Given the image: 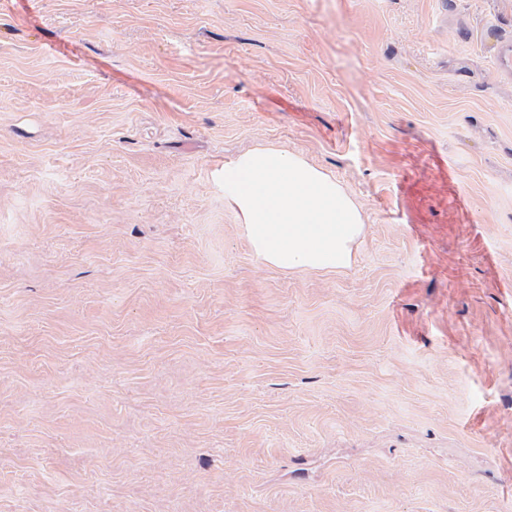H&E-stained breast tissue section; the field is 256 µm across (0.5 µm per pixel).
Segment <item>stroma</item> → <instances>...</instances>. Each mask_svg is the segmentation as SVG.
<instances>
[{"instance_id":"35a3bbf8","label":"stroma","mask_w":512,"mask_h":512,"mask_svg":"<svg viewBox=\"0 0 512 512\" xmlns=\"http://www.w3.org/2000/svg\"><path fill=\"white\" fill-rule=\"evenodd\" d=\"M512 0H0V512H512ZM361 204L259 263L226 159ZM224 205L253 255L284 273L348 269L364 233L361 206L298 154L261 146L224 162Z\"/></svg>"}]
</instances>
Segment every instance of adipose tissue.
Returning <instances> with one entry per match:
<instances>
[{
    "mask_svg": "<svg viewBox=\"0 0 512 512\" xmlns=\"http://www.w3.org/2000/svg\"><path fill=\"white\" fill-rule=\"evenodd\" d=\"M224 204L261 264L284 273L348 269L364 233L361 207L300 155L261 146L226 161Z\"/></svg>",
    "mask_w": 512,
    "mask_h": 512,
    "instance_id": "ef3b65f1",
    "label": "adipose tissue"
}]
</instances>
